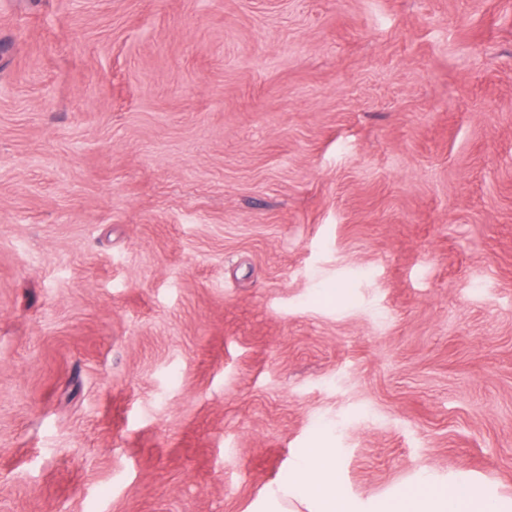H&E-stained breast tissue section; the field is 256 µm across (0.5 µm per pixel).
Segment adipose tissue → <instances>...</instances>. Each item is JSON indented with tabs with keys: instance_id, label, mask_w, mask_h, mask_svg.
<instances>
[{
	"instance_id": "adipose-tissue-1",
	"label": "adipose tissue",
	"mask_w": 512,
	"mask_h": 512,
	"mask_svg": "<svg viewBox=\"0 0 512 512\" xmlns=\"http://www.w3.org/2000/svg\"><path fill=\"white\" fill-rule=\"evenodd\" d=\"M252 512H512V501L477 492L458 477L445 486L401 489L366 504L340 493L335 449L309 448L257 498Z\"/></svg>"
}]
</instances>
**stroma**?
<instances>
[{
	"instance_id": "stroma-1",
	"label": "stroma",
	"mask_w": 512,
	"mask_h": 512,
	"mask_svg": "<svg viewBox=\"0 0 512 512\" xmlns=\"http://www.w3.org/2000/svg\"><path fill=\"white\" fill-rule=\"evenodd\" d=\"M316 447L512 499V0H0V512Z\"/></svg>"
}]
</instances>
